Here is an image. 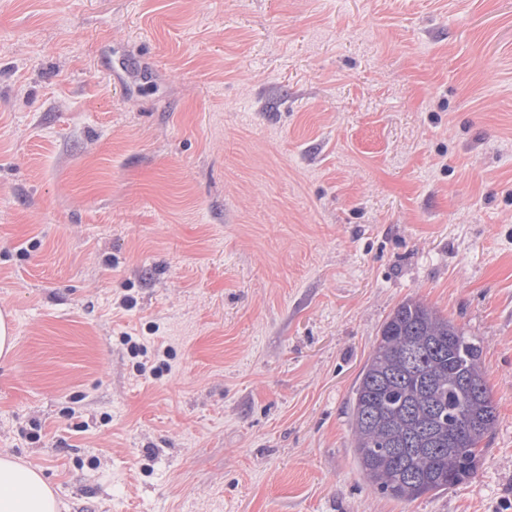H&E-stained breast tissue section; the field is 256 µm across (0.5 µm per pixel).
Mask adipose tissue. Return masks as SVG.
I'll return each mask as SVG.
<instances>
[{
    "label": "adipose tissue",
    "mask_w": 512,
    "mask_h": 512,
    "mask_svg": "<svg viewBox=\"0 0 512 512\" xmlns=\"http://www.w3.org/2000/svg\"><path fill=\"white\" fill-rule=\"evenodd\" d=\"M61 508L40 467L0 451V512H60Z\"/></svg>",
    "instance_id": "adipose-tissue-1"
}]
</instances>
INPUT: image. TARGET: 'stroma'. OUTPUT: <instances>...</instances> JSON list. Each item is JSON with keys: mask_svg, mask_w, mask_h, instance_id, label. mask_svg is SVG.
Listing matches in <instances>:
<instances>
[{"mask_svg": "<svg viewBox=\"0 0 512 512\" xmlns=\"http://www.w3.org/2000/svg\"><path fill=\"white\" fill-rule=\"evenodd\" d=\"M409 298L498 416L414 501L348 418ZM0 310L62 512H512V0H0Z\"/></svg>", "mask_w": 512, "mask_h": 512, "instance_id": "obj_1", "label": "stroma"}]
</instances>
